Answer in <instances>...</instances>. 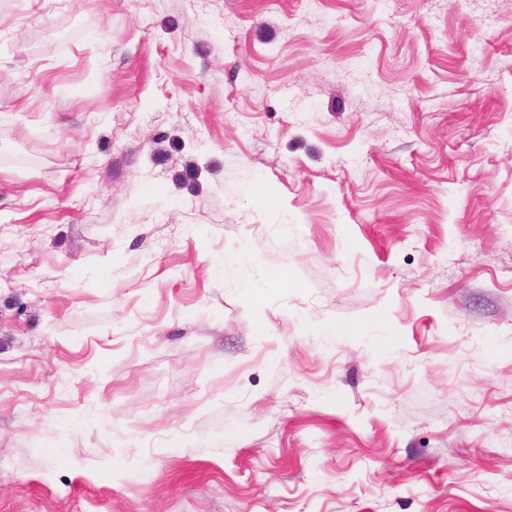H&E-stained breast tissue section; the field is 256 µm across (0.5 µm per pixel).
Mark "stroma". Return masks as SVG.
<instances>
[{"label":"stroma","instance_id":"stroma-1","mask_svg":"<svg viewBox=\"0 0 512 512\" xmlns=\"http://www.w3.org/2000/svg\"><path fill=\"white\" fill-rule=\"evenodd\" d=\"M0 512H512V0H0Z\"/></svg>","mask_w":512,"mask_h":512}]
</instances>
